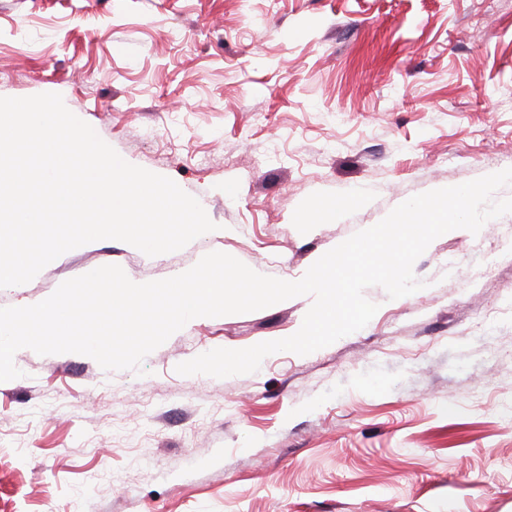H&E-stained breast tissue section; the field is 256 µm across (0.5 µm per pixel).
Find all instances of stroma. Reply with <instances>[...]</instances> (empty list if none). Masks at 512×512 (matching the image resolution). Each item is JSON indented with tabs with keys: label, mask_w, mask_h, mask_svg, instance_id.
I'll list each match as a JSON object with an SVG mask.
<instances>
[{
	"label": "stroma",
	"mask_w": 512,
	"mask_h": 512,
	"mask_svg": "<svg viewBox=\"0 0 512 512\" xmlns=\"http://www.w3.org/2000/svg\"><path fill=\"white\" fill-rule=\"evenodd\" d=\"M41 93L219 230L153 257L93 242L0 307L213 251L296 281L413 195L512 168V0H0V96ZM414 274L409 296L365 289L363 329L250 374L175 367L293 335L312 296L192 319L136 371L19 350L0 512H512V213Z\"/></svg>",
	"instance_id": "stroma-1"
}]
</instances>
